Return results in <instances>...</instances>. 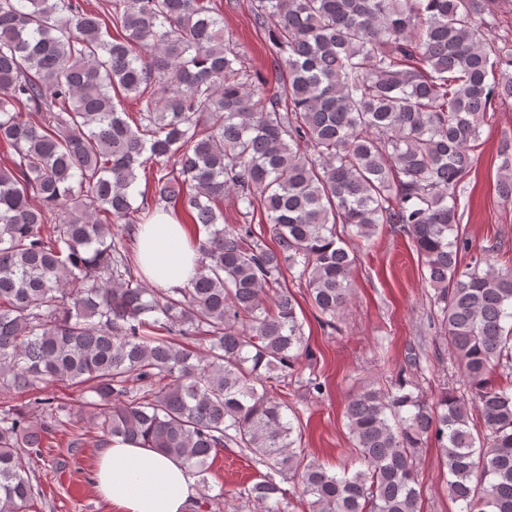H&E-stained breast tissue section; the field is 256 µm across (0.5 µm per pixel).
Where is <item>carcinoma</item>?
<instances>
[{
	"label": "carcinoma",
	"mask_w": 512,
	"mask_h": 512,
	"mask_svg": "<svg viewBox=\"0 0 512 512\" xmlns=\"http://www.w3.org/2000/svg\"><path fill=\"white\" fill-rule=\"evenodd\" d=\"M90 2L0 0V512L40 495L25 455L71 422L43 396L55 383L96 396L99 442L202 484L213 451H250L268 472L240 495L260 512H285L290 474L309 512H419L430 440L459 512H512V265L492 249L462 265L458 230L480 129L512 105V33L487 38L499 0H250L271 94L205 0ZM496 191L512 204L508 159ZM227 194L263 208L276 246L224 223ZM156 208L205 233L184 288L134 275ZM383 224L411 238L471 395L362 387L345 416L364 469L337 473L296 447L278 393L307 351L286 273L336 326L347 241Z\"/></svg>",
	"instance_id": "obj_1"
}]
</instances>
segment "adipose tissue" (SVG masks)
I'll list each match as a JSON object with an SVG mask.
<instances>
[{"label":"adipose tissue","instance_id":"ef3b65f1","mask_svg":"<svg viewBox=\"0 0 512 512\" xmlns=\"http://www.w3.org/2000/svg\"><path fill=\"white\" fill-rule=\"evenodd\" d=\"M137 240L141 270L151 284L180 288L195 276L197 255L169 214L157 213L152 223L140 225ZM95 483L121 512H183L195 493L180 461L118 439L102 452Z\"/></svg>","mask_w":512,"mask_h":512}]
</instances>
